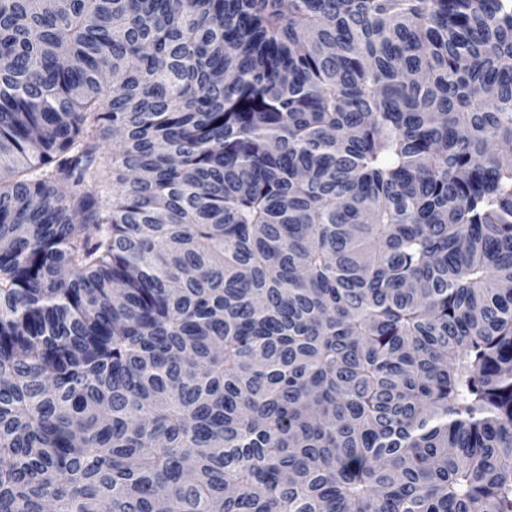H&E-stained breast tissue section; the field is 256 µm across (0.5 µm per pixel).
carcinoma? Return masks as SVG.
<instances>
[{
    "instance_id": "obj_1",
    "label": "carcinoma",
    "mask_w": 512,
    "mask_h": 512,
    "mask_svg": "<svg viewBox=\"0 0 512 512\" xmlns=\"http://www.w3.org/2000/svg\"><path fill=\"white\" fill-rule=\"evenodd\" d=\"M498 144L512 0H0V512H512Z\"/></svg>"
}]
</instances>
